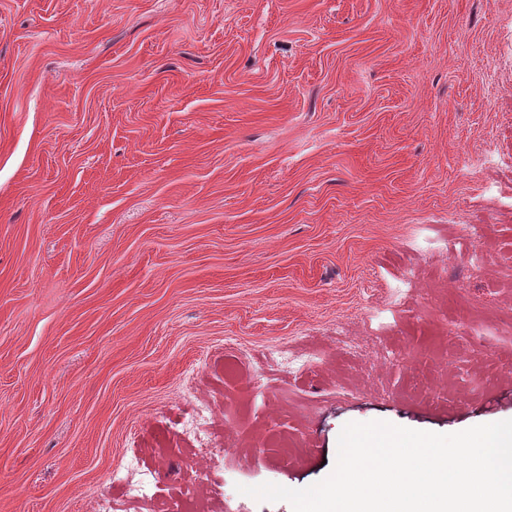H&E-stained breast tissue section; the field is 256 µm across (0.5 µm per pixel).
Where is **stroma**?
Segmentation results:
<instances>
[{
  "instance_id": "35a3bbf8",
  "label": "stroma",
  "mask_w": 512,
  "mask_h": 512,
  "mask_svg": "<svg viewBox=\"0 0 512 512\" xmlns=\"http://www.w3.org/2000/svg\"><path fill=\"white\" fill-rule=\"evenodd\" d=\"M508 419L512 0H0V512Z\"/></svg>"
}]
</instances>
